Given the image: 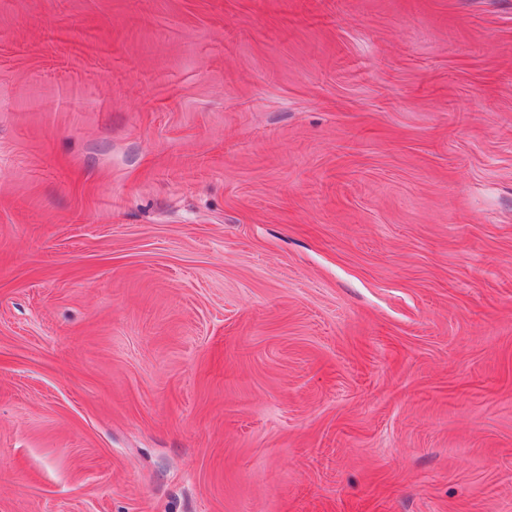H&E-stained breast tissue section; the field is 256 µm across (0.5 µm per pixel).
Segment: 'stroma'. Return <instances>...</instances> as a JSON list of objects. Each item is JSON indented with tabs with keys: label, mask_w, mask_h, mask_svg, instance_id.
I'll return each instance as SVG.
<instances>
[{
	"label": "stroma",
	"mask_w": 512,
	"mask_h": 512,
	"mask_svg": "<svg viewBox=\"0 0 512 512\" xmlns=\"http://www.w3.org/2000/svg\"><path fill=\"white\" fill-rule=\"evenodd\" d=\"M0 512H512V0H0Z\"/></svg>",
	"instance_id": "1"
}]
</instances>
